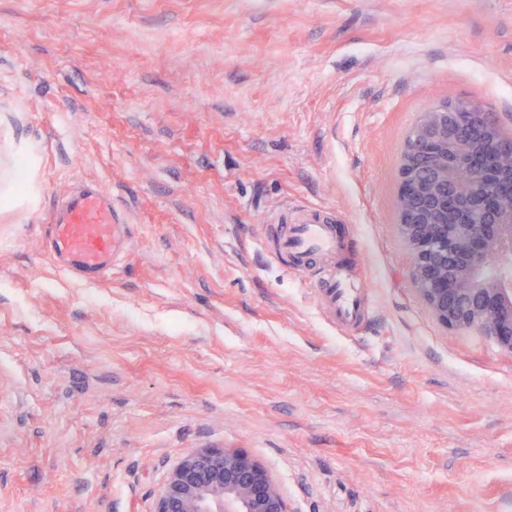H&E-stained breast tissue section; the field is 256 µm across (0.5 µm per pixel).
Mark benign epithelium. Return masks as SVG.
<instances>
[{
	"label": "benign epithelium",
	"instance_id": "1",
	"mask_svg": "<svg viewBox=\"0 0 512 512\" xmlns=\"http://www.w3.org/2000/svg\"><path fill=\"white\" fill-rule=\"evenodd\" d=\"M500 157L481 163L471 133ZM409 275L433 316L512 354V136L480 104H440L409 136L399 185ZM154 512H296L257 460L196 448L169 470Z\"/></svg>",
	"mask_w": 512,
	"mask_h": 512
}]
</instances>
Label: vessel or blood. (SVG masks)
<instances>
[{"instance_id":"vessel-or-blood-1","label":"vessel or blood","mask_w":512,"mask_h":512,"mask_svg":"<svg viewBox=\"0 0 512 512\" xmlns=\"http://www.w3.org/2000/svg\"><path fill=\"white\" fill-rule=\"evenodd\" d=\"M262 244L273 260L292 258L317 292L329 325L348 334L361 329L373 307L364 278L348 274L340 259L353 225L327 208H285L271 216ZM48 246L76 279L93 282L117 266L130 245L127 215L101 184L85 182L55 200Z\"/></svg>"}]
</instances>
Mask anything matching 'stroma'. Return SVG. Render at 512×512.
I'll return each mask as SVG.
<instances>
[{
    "label": "stroma",
    "mask_w": 512,
    "mask_h": 512,
    "mask_svg": "<svg viewBox=\"0 0 512 512\" xmlns=\"http://www.w3.org/2000/svg\"><path fill=\"white\" fill-rule=\"evenodd\" d=\"M445 102L512 135V0H0V512H153L196 448L297 512H512V354L435 319L399 225ZM85 181L132 225L92 283L46 247ZM286 206L356 226V335L261 247Z\"/></svg>",
    "instance_id": "stroma-1"
}]
</instances>
